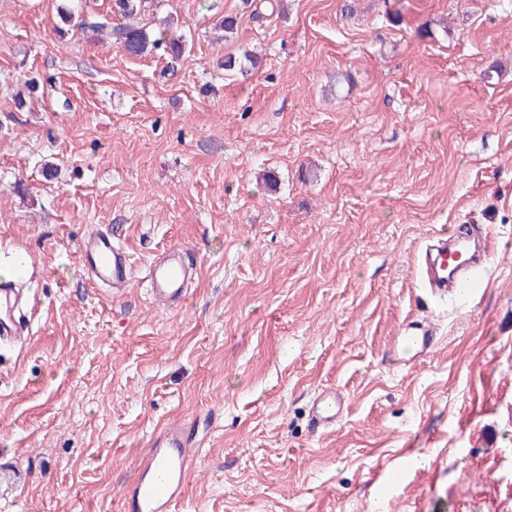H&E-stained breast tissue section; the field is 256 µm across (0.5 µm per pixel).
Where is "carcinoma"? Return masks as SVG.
<instances>
[{"instance_id":"obj_1","label":"carcinoma","mask_w":512,"mask_h":512,"mask_svg":"<svg viewBox=\"0 0 512 512\" xmlns=\"http://www.w3.org/2000/svg\"><path fill=\"white\" fill-rule=\"evenodd\" d=\"M151 0H112V10L84 11L75 13L69 7L59 10V18L66 26L76 27L82 33L105 34L116 45L120 52L130 58L146 56H165L170 63L175 64L185 54L186 41L184 36H176L172 28L178 25V19L169 14L159 20L155 26L134 21V17L150 7ZM119 15L127 22L112 24V15ZM257 65V57L251 55H224L219 66L225 72L244 71Z\"/></svg>"}]
</instances>
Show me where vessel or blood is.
<instances>
[{"instance_id": "obj_1", "label": "vessel or blood", "mask_w": 512, "mask_h": 512, "mask_svg": "<svg viewBox=\"0 0 512 512\" xmlns=\"http://www.w3.org/2000/svg\"><path fill=\"white\" fill-rule=\"evenodd\" d=\"M462 239L436 233L428 237L420 252L423 283L434 295L444 298L462 285L473 263H456L453 251ZM85 267L93 283L111 289L127 287L132 273V257L126 246L116 244L111 232L92 231L81 244ZM192 278L190 265L182 259L177 247L167 248L148 267L146 280L149 294L166 306L179 304L188 292ZM24 295L11 280H0V346L23 343L29 332L19 311ZM436 331L425 319L408 323L396 342L397 358H420L432 352ZM345 397L341 392L318 393L310 409L313 429L335 426L343 418ZM197 435L187 422L172 421L154 434L146 452L137 464L135 478L126 484L120 495L121 512H178L194 459L190 453Z\"/></svg>"}]
</instances>
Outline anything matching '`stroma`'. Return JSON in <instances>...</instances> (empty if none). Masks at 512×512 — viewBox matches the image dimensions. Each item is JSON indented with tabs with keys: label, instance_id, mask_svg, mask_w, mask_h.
I'll list each match as a JSON object with an SVG mask.
<instances>
[{
	"label": "stroma",
	"instance_id": "1",
	"mask_svg": "<svg viewBox=\"0 0 512 512\" xmlns=\"http://www.w3.org/2000/svg\"><path fill=\"white\" fill-rule=\"evenodd\" d=\"M63 3L0 0V270L24 252L33 300L0 353V512H120L171 420L201 439L181 512H512V0H220L229 39L159 0L173 68L59 36ZM110 225L136 270L184 250L182 306L88 280ZM444 225L492 251L441 302L417 257ZM425 317L432 353L394 364ZM326 388L347 411L315 432Z\"/></svg>",
	"mask_w": 512,
	"mask_h": 512
}]
</instances>
